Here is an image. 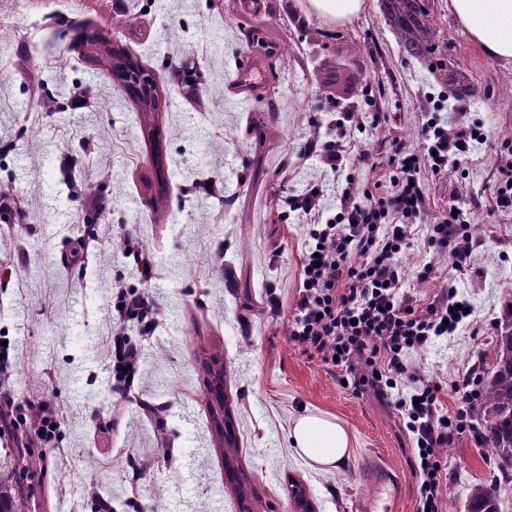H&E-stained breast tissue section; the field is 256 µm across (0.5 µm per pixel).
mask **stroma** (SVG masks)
Returning <instances> with one entry per match:
<instances>
[{"label": "stroma", "instance_id": "obj_1", "mask_svg": "<svg viewBox=\"0 0 512 512\" xmlns=\"http://www.w3.org/2000/svg\"><path fill=\"white\" fill-rule=\"evenodd\" d=\"M430 5L436 58L484 97L402 52L378 0L342 25L306 14L303 0H262L256 15L211 0H0V185L12 190L0 199V342L14 356L13 396L52 403L61 419L54 452L20 475L42 512H95L112 487L124 491L122 512H239L243 492L255 512H291L294 481L316 512H354L368 491L361 464L369 453L400 481L385 512H414L418 479L396 410L373 392L343 389L288 335L311 219L288 212L285 199L316 186L335 214L344 179L301 154L310 136L330 140L335 125L347 143L375 154L391 136L417 147L433 114L452 126L482 125L486 141L446 172L423 175L429 222L452 203L471 211V272L427 247L426 224L400 263L412 295L428 302L457 289L476 319L409 353V368L440 385L447 406L452 382L486 374L512 297V213L492 208L499 167L512 160V64L486 58L448 0ZM125 15L137 26L113 27ZM257 28L292 50L282 63L254 58L245 96L237 88ZM91 31L152 74L163 95L157 140L145 136L137 104L111 73L92 67L81 44ZM374 112L387 117L376 130L365 124ZM254 126L267 133L263 147ZM127 233L148 246L151 280L124 256ZM427 263L435 275L418 281ZM118 282L148 292L160 309L130 400L112 395L104 353ZM208 365L224 373L239 485L224 477L204 394ZM305 413L334 415L348 430L343 467L320 468L292 447L289 432ZM113 415L119 427L105 430ZM444 456L457 512L477 482L495 485L502 512H512V472L481 440L463 434Z\"/></svg>", "mask_w": 512, "mask_h": 512}]
</instances>
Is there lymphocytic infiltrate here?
I'll list each match as a JSON object with an SVG mask.
<instances>
[{"instance_id": "1", "label": "lymphocytic infiltrate", "mask_w": 512, "mask_h": 512, "mask_svg": "<svg viewBox=\"0 0 512 512\" xmlns=\"http://www.w3.org/2000/svg\"><path fill=\"white\" fill-rule=\"evenodd\" d=\"M482 138L479 126L448 128L432 118L417 149L391 137L384 155L364 154V161L381 176L364 191L347 181L333 217L310 228L289 326L291 339L303 354L335 370L344 388L355 393L370 389L380 400L394 402L406 417L417 448L420 486L415 512H442L449 489L439 451L466 431L471 399L461 396L450 409L441 401L437 385L423 386L408 398H393L392 391L401 381L416 380L407 369V354L471 326L474 309L468 300L451 294L415 303L405 290L406 275L396 257L411 247L413 226L427 224L424 172L447 171L450 161L468 153L471 142ZM467 222L461 211L428 224V246L449 253L459 272L469 267L472 256ZM114 288L111 390L123 397L140 375L139 342L154 335L160 312L151 295L120 282ZM131 321L140 333L136 342L126 333ZM12 369L9 348L0 347V432H14L26 421L8 388Z\"/></svg>"}]
</instances>
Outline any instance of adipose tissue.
Instances as JSON below:
<instances>
[{
  "label": "adipose tissue",
  "instance_id": "1",
  "mask_svg": "<svg viewBox=\"0 0 512 512\" xmlns=\"http://www.w3.org/2000/svg\"><path fill=\"white\" fill-rule=\"evenodd\" d=\"M448 12L465 27L484 55L512 62V0H448ZM291 435L297 450L317 465L335 469L348 459L349 435L333 419L300 416Z\"/></svg>",
  "mask_w": 512,
  "mask_h": 512
}]
</instances>
